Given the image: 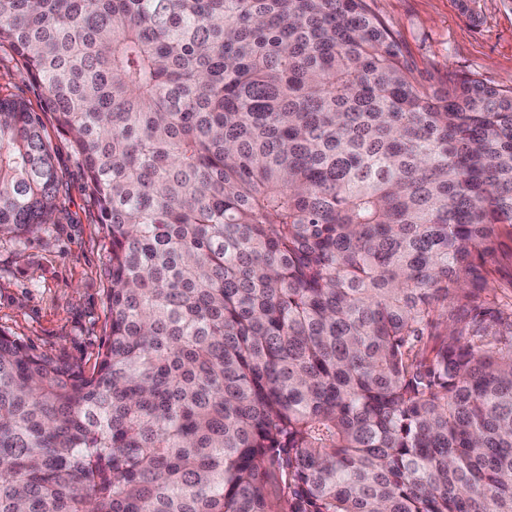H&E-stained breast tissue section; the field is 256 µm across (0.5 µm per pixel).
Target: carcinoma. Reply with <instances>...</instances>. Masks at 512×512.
Returning a JSON list of instances; mask_svg holds the SVG:
<instances>
[{
    "mask_svg": "<svg viewBox=\"0 0 512 512\" xmlns=\"http://www.w3.org/2000/svg\"><path fill=\"white\" fill-rule=\"evenodd\" d=\"M111 241L83 369L0 330V512H512V88L367 0H0ZM0 95V234L53 223ZM512 229L506 226L495 239L492 258L484 268L487 277L499 284L506 296H511L512 288Z\"/></svg>",
    "mask_w": 512,
    "mask_h": 512,
    "instance_id": "cac0c4a2",
    "label": "carcinoma"
}]
</instances>
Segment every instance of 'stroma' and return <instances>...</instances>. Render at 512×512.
Listing matches in <instances>:
<instances>
[{"instance_id":"1","label":"stroma","mask_w":512,"mask_h":512,"mask_svg":"<svg viewBox=\"0 0 512 512\" xmlns=\"http://www.w3.org/2000/svg\"><path fill=\"white\" fill-rule=\"evenodd\" d=\"M369 3L406 47L422 84L439 87L475 72L489 84L512 87V0ZM0 93L39 112L61 184L53 223L32 234L0 236V330L89 373L109 333L110 241L70 136L58 131L40 90L5 45Z\"/></svg>"}]
</instances>
